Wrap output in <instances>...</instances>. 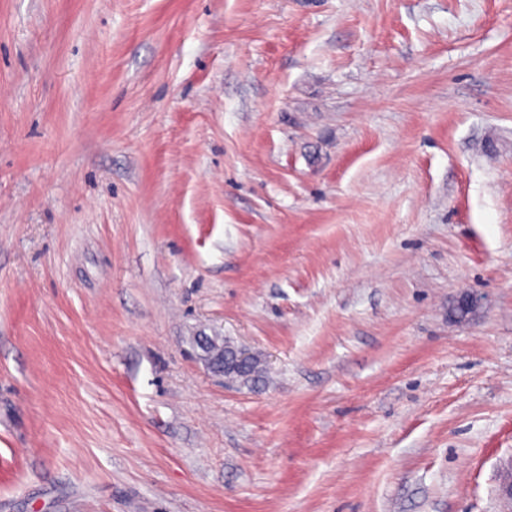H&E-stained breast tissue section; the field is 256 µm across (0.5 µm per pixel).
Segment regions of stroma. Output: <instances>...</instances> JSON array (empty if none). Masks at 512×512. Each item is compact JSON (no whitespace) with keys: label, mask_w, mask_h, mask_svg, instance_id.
I'll return each mask as SVG.
<instances>
[{"label":"stroma","mask_w":512,"mask_h":512,"mask_svg":"<svg viewBox=\"0 0 512 512\" xmlns=\"http://www.w3.org/2000/svg\"><path fill=\"white\" fill-rule=\"evenodd\" d=\"M511 461L512 0H0V512H500Z\"/></svg>","instance_id":"1"}]
</instances>
